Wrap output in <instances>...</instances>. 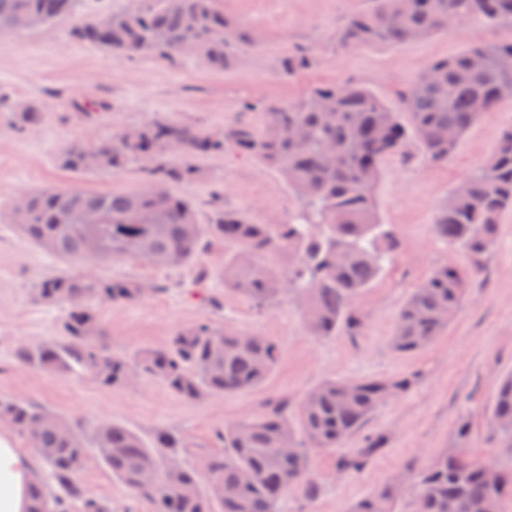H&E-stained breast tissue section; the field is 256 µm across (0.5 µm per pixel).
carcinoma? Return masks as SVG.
Returning <instances> with one entry per match:
<instances>
[{"mask_svg":"<svg viewBox=\"0 0 512 512\" xmlns=\"http://www.w3.org/2000/svg\"><path fill=\"white\" fill-rule=\"evenodd\" d=\"M79 0H0V34L73 22L70 34L116 58L154 54L166 59L194 55L223 70L238 64L256 39L243 22L224 13L222 0H139L133 8L102 20L75 21ZM374 7L353 13L336 40L344 49L369 45L395 47L426 40L470 20L512 26V0H373ZM28 23L20 28L21 19ZM312 66L296 49L280 62L292 77ZM512 82V39L476 44L428 65L404 94L399 108L385 105L368 88L342 81L312 88L298 101L264 100L255 127L234 122L217 132L167 119L138 128L133 138L119 130L95 145L99 170L143 164L148 179L132 191L87 194L66 189L26 193L24 207L9 217L25 241L63 260L92 262L117 258L180 267L199 260L213 241L231 248L218 276L224 289L258 306H271L284 294L297 297L308 333L340 332L356 339L364 319L355 298L381 275L398 252L399 240L380 224L375 188L382 163L417 142L434 164L448 162L466 132L485 112L508 99L499 87ZM14 125H33L42 109L5 107ZM87 148L70 145L63 164L88 170ZM235 153L259 160L278 173L302 204L288 224H252L222 206L200 223L190 199L171 190L192 180L189 160L201 154ZM440 203L433 231L472 260L470 271L453 264L436 267L411 289L397 313L393 348L412 353L429 347L461 310L469 280L481 271L494 248L501 215L512 210V127L501 131L477 170ZM100 212L97 224L83 223V212ZM162 285L124 280L99 281L88 275L46 277L38 300L69 307L67 341L25 346L20 364L66 373L91 369L105 387H123L127 373L161 381L189 402L214 394L249 391L276 367L275 341L246 330L218 326L209 319L178 329L167 346L133 358L112 354L94 341L100 326L95 305L135 302ZM411 379L388 382L326 380L291 407L277 399L261 413L224 424L217 432L224 453L197 466L172 464L187 454L183 438L157 431L151 442L128 428L68 419L26 401L0 398V423L27 437L36 448L44 478L31 482L28 512H107L78 482L88 449L94 448L112 478L146 507V512H277L280 499L296 491L311 500L319 480L307 449L341 448L384 402L408 389ZM495 431L512 449V376L502 379L491 412ZM380 441L367 440L338 470H360ZM54 484L53 494L48 484ZM411 498L414 512H512V469L490 480L486 463L458 451L442 454L408 475L358 499L349 512H400Z\"/></svg>","mask_w":512,"mask_h":512,"instance_id":"carcinoma-1","label":"carcinoma"}]
</instances>
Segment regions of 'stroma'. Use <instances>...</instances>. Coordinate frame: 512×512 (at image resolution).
<instances>
[{
    "label": "stroma",
    "mask_w": 512,
    "mask_h": 512,
    "mask_svg": "<svg viewBox=\"0 0 512 512\" xmlns=\"http://www.w3.org/2000/svg\"><path fill=\"white\" fill-rule=\"evenodd\" d=\"M227 15L247 24L256 45L240 63L224 71L185 56L174 61L156 55L115 58L74 40L68 25L0 36V92L16 106L39 104L41 122L18 133L0 112V397L27 401L60 416L86 423L110 420L144 440L156 429L184 436L191 448L185 460L221 453L216 431L247 417L271 399L299 400L322 381L394 379L417 375V383L380 406L344 447L315 449L309 463L320 477L315 499L292 492L278 512H348L356 500L402 476L410 466L438 455H468L512 468V454L490 427L496 389L512 374V212L504 213L495 249L471 279L462 310L427 349L394 350L395 317L412 288L441 263L469 260L433 232L438 205L490 154L501 128L512 124V104L487 112L468 131L445 165L429 163L417 144L388 159L377 187L380 220L402 242L401 251L354 303L365 328L359 339L345 334L319 338L306 330L297 300L281 296L268 309L225 291L219 278L198 282L200 268L224 266V244L208 246L199 264L165 269L143 260L116 259L92 265L68 263L28 244L6 213L22 193L66 188L85 192H122L140 186L134 164L121 171L75 173L61 156L73 142L92 146L120 129L159 118L195 125L206 132L260 116L244 109L257 99L295 101L322 84L351 81L395 106L413 80L434 60L468 46L512 38V28L467 21L451 31L397 47L347 50L337 29L370 0H222ZM314 59L311 69L291 78L277 74L280 59L294 49ZM196 178L177 185L207 220L215 204L242 211L254 224H284L299 203L283 179L259 161L235 155L194 158ZM86 273L100 280L129 279L159 283L163 289L132 303L96 307L102 330L97 341L112 353L135 356L164 347L181 327L202 318L218 325L258 332L280 347L277 366L251 391L213 395L187 402L155 379L119 388L101 386L83 369L57 374L20 365L16 351L25 345L61 342L67 310L36 300L39 279ZM470 424V438L459 444L455 429ZM384 435L385 445L360 471L338 475V459L363 447L367 437ZM84 488L112 512H145L144 505L113 480L89 451L79 475Z\"/></svg>",
    "instance_id": "35a3bbf8"
}]
</instances>
